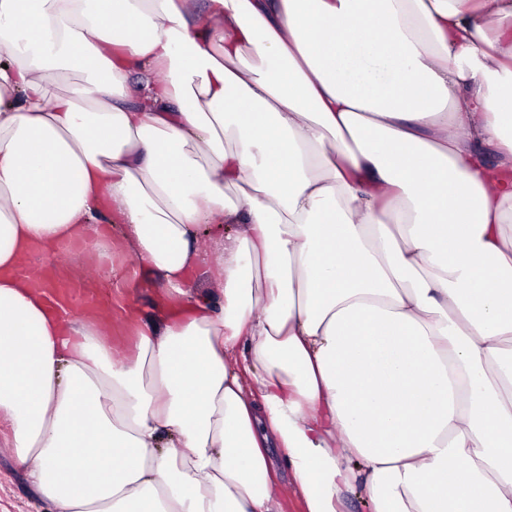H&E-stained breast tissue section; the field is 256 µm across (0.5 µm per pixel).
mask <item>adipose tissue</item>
<instances>
[{
  "label": "adipose tissue",
  "mask_w": 512,
  "mask_h": 512,
  "mask_svg": "<svg viewBox=\"0 0 512 512\" xmlns=\"http://www.w3.org/2000/svg\"><path fill=\"white\" fill-rule=\"evenodd\" d=\"M0 51V442L46 512H280L277 459L304 512H512V0H0ZM104 218L180 305L119 363L27 264Z\"/></svg>",
  "instance_id": "ef3b65f1"
}]
</instances>
